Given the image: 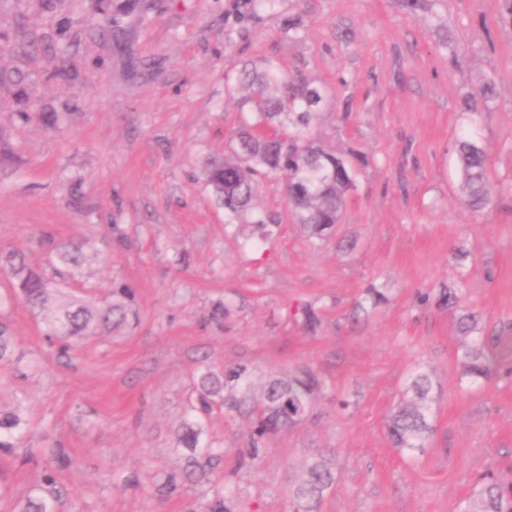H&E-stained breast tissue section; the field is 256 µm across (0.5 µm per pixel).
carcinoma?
I'll return each mask as SVG.
<instances>
[{"instance_id":"cac0c4a2","label":"carcinoma","mask_w":512,"mask_h":512,"mask_svg":"<svg viewBox=\"0 0 512 512\" xmlns=\"http://www.w3.org/2000/svg\"><path fill=\"white\" fill-rule=\"evenodd\" d=\"M227 87L246 85L255 95L253 121L234 134L229 154L220 159L205 157L201 175L220 205L227 223L233 224L251 210L258 178L288 173V203L299 223L313 235L338 223L346 195L354 183L349 159L316 146L309 138L322 101L318 87L301 77H290L274 61L262 69L244 68L226 74ZM491 86L464 97V111L478 112L486 104ZM457 152L466 204L473 210L487 207L495 193L483 148L469 136L457 140ZM52 256L51 271L31 263L26 254L0 250V277L8 281L12 296L38 313L44 339L62 357L78 352L93 336L127 335L140 319L135 289L125 283L112 285L105 297L90 302L84 293L70 289L83 276L85 266L98 257L87 241L45 236ZM230 307L217 302L205 322L218 329ZM302 326L314 331L320 313L306 305L297 311ZM473 318L463 314L458 326L463 339L457 349L461 375L478 385L494 371L512 375L504 357L512 360V339L471 335ZM21 357L14 356L13 330L0 318V369L20 372ZM254 374L246 365L226 366L217 372L203 364L193 378L192 394L175 428L173 447L182 451L177 470L157 474L154 493L169 497L187 485L205 486L199 504L183 512H244L239 481L253 471L269 451L272 437L298 427L312 412L318 395L327 389L325 379L310 366L269 373L260 397H253ZM434 384L423 369L411 375L403 399L387 420V434L394 447L409 454L422 452L433 430ZM232 418L243 412L253 418L246 446L229 448L207 434L214 412ZM34 435V425L18 407L0 409V454L22 455L35 467V480L18 498L0 477V502L11 497L7 512H59L66 495L60 472L69 467L66 449L24 447ZM336 486L332 455L319 453L305 464L297 482L288 488L290 512H321L327 495ZM458 512H512V480L490 469L458 506Z\"/></svg>"}]
</instances>
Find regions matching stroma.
Returning <instances> with one entry per match:
<instances>
[{
  "label": "stroma",
  "instance_id": "1",
  "mask_svg": "<svg viewBox=\"0 0 512 512\" xmlns=\"http://www.w3.org/2000/svg\"><path fill=\"white\" fill-rule=\"evenodd\" d=\"M272 60L318 86L316 144L351 158L338 224L311 237L284 177L264 178L253 213L226 223L200 176L251 111L224 76ZM491 85L486 107L466 93ZM56 113L51 126L42 114ZM484 148L499 190L464 204L455 142ZM124 242L116 244L113 226ZM49 234L89 240L100 262L82 287L136 288L141 321L56 359L37 318L0 286V316L40 367L0 389L68 448L62 512H182L201 488L160 500L156 472L179 466L172 433L200 361L256 376L309 365L330 393L273 440L244 484L246 512H288V478L336 451L322 512H455L480 474L512 466V379L471 387L461 334L440 303L464 289L478 336L512 332V21L502 0H436L412 17L398 0H0V249ZM384 294L380 304L367 289ZM220 299L223 329L202 327ZM312 304L315 332L294 317ZM437 383L423 453L392 448L385 423L416 365ZM346 409H339V402ZM141 487L121 492L117 477Z\"/></svg>",
  "mask_w": 512,
  "mask_h": 512
}]
</instances>
